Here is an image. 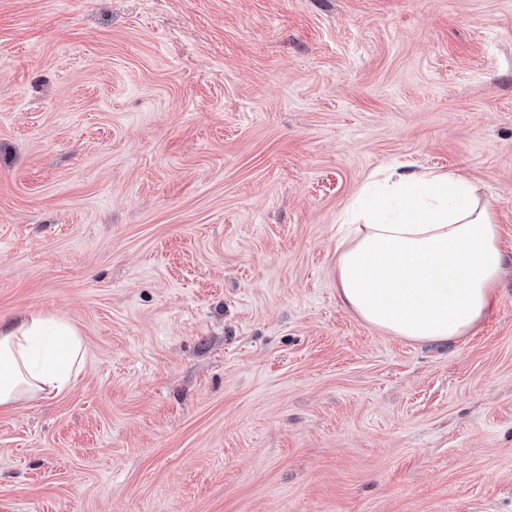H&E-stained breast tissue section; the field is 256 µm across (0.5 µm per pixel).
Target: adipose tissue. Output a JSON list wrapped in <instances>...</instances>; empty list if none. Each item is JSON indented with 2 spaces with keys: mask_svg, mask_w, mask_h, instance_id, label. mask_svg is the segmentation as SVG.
<instances>
[{
  "mask_svg": "<svg viewBox=\"0 0 512 512\" xmlns=\"http://www.w3.org/2000/svg\"><path fill=\"white\" fill-rule=\"evenodd\" d=\"M336 243L342 303L372 328L419 343L469 334L504 268L493 204L453 172L390 168L346 207ZM68 319L32 312L0 322V407L60 393L83 367Z\"/></svg>",
  "mask_w": 512,
  "mask_h": 512,
  "instance_id": "ef3b65f1",
  "label": "adipose tissue"
}]
</instances>
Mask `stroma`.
I'll list each match as a JSON object with an SVG mask.
<instances>
[{"mask_svg":"<svg viewBox=\"0 0 512 512\" xmlns=\"http://www.w3.org/2000/svg\"><path fill=\"white\" fill-rule=\"evenodd\" d=\"M453 171L506 259L465 337L341 302L337 220ZM0 512H512V0H0ZM83 362L82 338L68 319L31 312L0 322V407L68 389Z\"/></svg>","mask_w":512,"mask_h":512,"instance_id":"obj_1","label":"stroma"}]
</instances>
